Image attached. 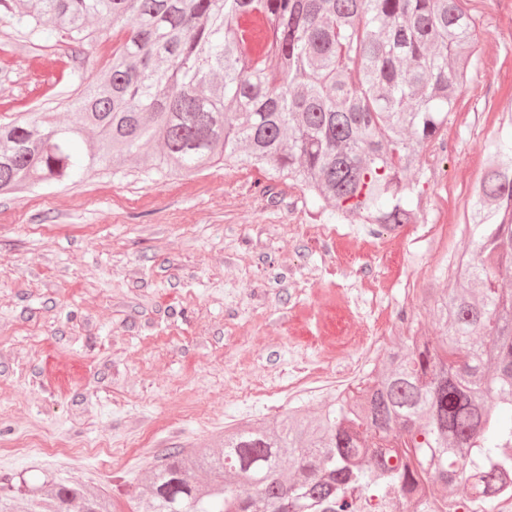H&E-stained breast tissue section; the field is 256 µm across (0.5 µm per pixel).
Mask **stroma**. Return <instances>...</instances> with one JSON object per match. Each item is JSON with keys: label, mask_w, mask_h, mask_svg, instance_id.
I'll list each match as a JSON object with an SVG mask.
<instances>
[{"label": "stroma", "mask_w": 512, "mask_h": 512, "mask_svg": "<svg viewBox=\"0 0 512 512\" xmlns=\"http://www.w3.org/2000/svg\"><path fill=\"white\" fill-rule=\"evenodd\" d=\"M472 6L473 65L443 133L444 167L425 174L420 223L386 251L299 187L228 166L153 180L93 171L0 196V480L20 487L49 471L122 503L165 449L333 400L332 389L248 395L301 367L341 371L360 343L342 315L369 325L375 303L388 308L380 351L399 335L437 338L428 291L447 290L471 245L472 189L495 141L512 137V0ZM111 57V41L92 62L0 7V117L69 119ZM429 224L447 226L439 244ZM21 438L38 451L7 454ZM58 440L73 454L56 457ZM105 443L121 461L99 453Z\"/></svg>", "instance_id": "1"}]
</instances>
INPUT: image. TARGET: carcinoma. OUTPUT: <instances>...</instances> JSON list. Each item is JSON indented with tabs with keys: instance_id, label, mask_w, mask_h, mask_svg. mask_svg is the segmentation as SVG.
<instances>
[{
	"instance_id": "obj_1",
	"label": "carcinoma",
	"mask_w": 512,
	"mask_h": 512,
	"mask_svg": "<svg viewBox=\"0 0 512 512\" xmlns=\"http://www.w3.org/2000/svg\"><path fill=\"white\" fill-rule=\"evenodd\" d=\"M112 63L72 103L0 120V194L82 170L148 177L224 165L306 190L329 217L416 224L423 155L441 144L473 66L468 0H17ZM465 223L473 250L434 293L436 340L397 336L383 368L311 413L169 448L129 512H411L493 490L512 470V142L489 153ZM110 493L49 474L0 512H118Z\"/></svg>"
}]
</instances>
